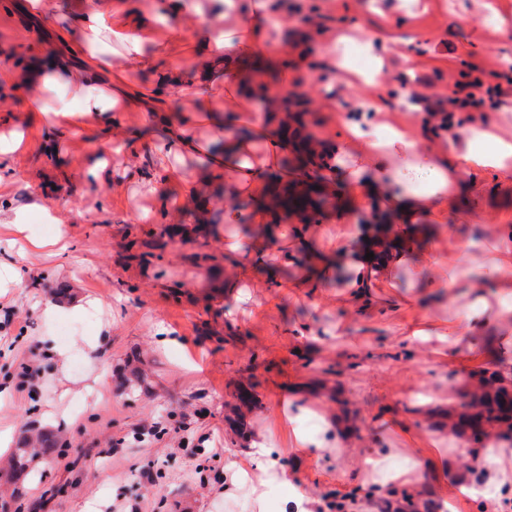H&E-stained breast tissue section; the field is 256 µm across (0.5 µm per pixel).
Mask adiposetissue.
Masks as SVG:
<instances>
[{"label": "adipose tissue", "instance_id": "ef3b65f1", "mask_svg": "<svg viewBox=\"0 0 512 512\" xmlns=\"http://www.w3.org/2000/svg\"><path fill=\"white\" fill-rule=\"evenodd\" d=\"M285 0H214L211 15H204L197 0H169L170 13L181 16V25L167 28L164 42L155 44L153 54L144 46L157 29V16L141 7L137 0H99L82 19L81 38L73 62L48 60L18 75L11 61L0 62V88L25 83L40 89L56 88L78 99V108L68 101L46 107L37 96H29V111L42 113L46 126L86 127L106 125L113 113L140 107L148 110L159 132L156 149L160 156L197 157L204 161L202 180L220 175L225 180L224 222L236 224L238 216L231 202L240 197L256 201V226L248 242L225 239L227 251L242 254L237 280H244L250 266L263 263L276 254L282 265L297 264L308 256L306 281L327 280L337 268L351 275L348 298L354 305L366 303L367 290L388 278L390 271L415 254L414 226L426 213L447 210L456 186L457 169H503L512 161V142L498 140L491 152L474 149V140L483 137L478 120L464 119L462 113L448 116V128L455 131L447 147L421 148L418 141L395 129L379 137L372 125L349 120L345 126L349 141H337L324 153L325 188H333L337 175H344L364 188L366 200L375 210L396 216L387 237L374 236L373 227L357 216L340 211L339 222L347 225L345 236L328 250H318L305 224L287 222L270 225L269 183L280 169L283 155L293 150L295 138L290 130L293 118L281 106L282 91L269 95V105L258 110L248 79L241 69L246 58H261L270 41L267 19L285 10ZM196 42L193 64L177 61L174 49L185 37ZM154 68L159 72L158 89H139L132 85V66ZM169 87L181 94L182 123L171 122V105L161 94ZM194 125L209 126L221 134L220 147L191 134ZM403 166H395V159ZM423 178L428 189L416 192L415 178ZM366 241L372 259L359 255L358 241ZM474 242H461L458 252L449 257L448 266L436 268L425 259L429 274L422 283V295L433 299L459 301L452 324L434 321L427 313L408 318L400 328V338L409 345L438 340L439 360H453L460 366L472 361L471 348L464 338L472 327L494 322L512 324V226L500 225L491 239L478 247L485 254L484 267L468 266L466 260ZM294 448L322 460L325 451L348 445L346 433L332 416L321 415L316 436L294 432ZM456 451L478 461L484 471L482 484L463 480L461 494L471 500L496 501L503 487L512 486V443L500 440L496 450L482 452L456 440ZM274 448L264 433L252 436L247 450L230 463L240 478L239 490L253 496L256 505L264 503V487L288 481L285 470L273 456Z\"/></svg>", "mask_w": 512, "mask_h": 512}]
</instances>
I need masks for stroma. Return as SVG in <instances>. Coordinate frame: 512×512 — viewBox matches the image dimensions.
I'll use <instances>...</instances> for the list:
<instances>
[{
    "label": "stroma",
    "mask_w": 512,
    "mask_h": 512,
    "mask_svg": "<svg viewBox=\"0 0 512 512\" xmlns=\"http://www.w3.org/2000/svg\"><path fill=\"white\" fill-rule=\"evenodd\" d=\"M95 2L47 0L52 25L38 30L24 23L18 0H0V52L24 68L54 51L53 25L78 32ZM287 11L268 21L276 32L268 58L244 60L243 68L252 84L284 86L306 100L307 130L317 145L343 138L349 114L426 139L419 114L447 111L462 73L478 68L494 73L500 87L483 108L493 132L512 139V0H288ZM371 31L383 35L370 53L373 84L343 67L328 77L318 70L323 54H337L341 44ZM302 54L308 67L296 65ZM30 93L25 85L0 91V131L18 126L26 136L24 149L5 162L13 182L0 211L26 213L28 221L24 233L0 234V269L23 279L22 287L0 290V303L15 307L0 328V462L37 432L65 450L35 458L29 474L0 473V504L8 512H35L40 504L48 512H113L133 499L142 512H281L292 486L322 500L353 495L359 512H420L426 498L443 501V486H456L467 465L428 410L457 408L471 371L512 361V328L491 325L472 336L479 357L460 371L434 361L429 346L408 347L398 338L415 307L432 302L427 296L408 304L407 295L419 289L410 263L398 268L397 290L374 289L375 307L361 311L346 298V271L306 284L302 266L274 258L252 270L253 298L228 320L225 285L240 259L225 252L224 240L234 232L250 236L253 206L239 208L236 228L225 227L224 180L217 177L200 189L211 204L207 213L181 207L190 164L152 154L147 112L121 113L114 130L50 132L40 113L26 111ZM116 134L133 142L138 174H126L127 158L116 156L109 174L91 178L98 152ZM456 180L447 211L424 218L418 248L442 224L449 253L461 241L489 237L495 225H512V170H462ZM36 197L45 210L31 208ZM328 200L311 222L323 247L335 245L342 231L336 215L344 204L360 221L373 219L346 184ZM146 208L156 211L155 224L139 223ZM157 225L172 227L173 238L154 237ZM48 300L92 306L48 318ZM335 328L342 333L337 341L329 335ZM163 329L178 345L158 343ZM55 345L65 364L45 357ZM26 366L39 378L22 390L15 376ZM289 399L345 417L350 454L329 451L317 463L287 449L278 409ZM158 421L168 422V434L136 441ZM184 424L220 456L182 449ZM260 430L281 449L290 484L268 486L259 508L228 488L230 460ZM428 439L447 457L448 473L426 468L417 491L376 493L356 462L386 453L396 468Z\"/></svg>",
    "instance_id": "1"
}]
</instances>
